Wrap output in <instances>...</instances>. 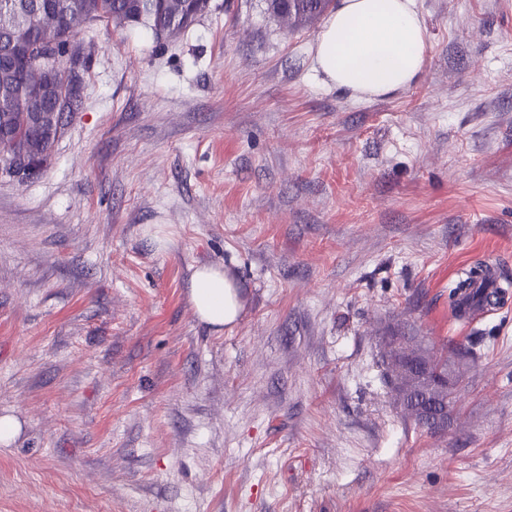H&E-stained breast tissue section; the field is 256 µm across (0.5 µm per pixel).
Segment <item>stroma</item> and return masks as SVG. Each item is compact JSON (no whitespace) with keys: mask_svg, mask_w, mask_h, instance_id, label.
Returning <instances> with one entry per match:
<instances>
[{"mask_svg":"<svg viewBox=\"0 0 512 512\" xmlns=\"http://www.w3.org/2000/svg\"><path fill=\"white\" fill-rule=\"evenodd\" d=\"M426 66L354 99L322 21L211 0L173 37L91 23L46 171L0 178V512H512V0H417ZM242 287L215 332L196 267ZM486 344L448 426L394 403L391 329ZM497 276V272L484 262L477 261L466 269L458 279L455 286L449 292L448 306L454 314L466 313V309L483 308L491 305L490 295L487 293L475 294L471 292L472 285L480 280H486L490 276Z\"/></svg>","mask_w":512,"mask_h":512,"instance_id":"35a3bbf8","label":"stroma"}]
</instances>
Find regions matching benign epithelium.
Returning <instances> with one entry per match:
<instances>
[{"label":"benign epithelium","instance_id":"7a95c632","mask_svg":"<svg viewBox=\"0 0 512 512\" xmlns=\"http://www.w3.org/2000/svg\"><path fill=\"white\" fill-rule=\"evenodd\" d=\"M87 23L89 17L77 10L64 18L56 12L44 11L34 27L23 25L17 28L14 46L18 54L27 56L29 52L35 51L38 55L37 61L24 69L20 79L21 87L30 99L49 102L53 109H40L31 113L33 132L27 142L7 155V163L0 164L1 177L21 181L16 163L41 160L45 139L60 135L67 114L76 108L77 102L66 97V87L78 86L80 71L71 66L67 57L59 56L56 46L63 39L68 40V45H73L76 31ZM383 343L385 351L395 356L391 375L400 390L398 405L413 419L426 421L424 408L409 400L406 394L413 388L429 394L454 387L457 383L455 374L448 372V379L443 382L432 378L428 374L432 359L413 336L393 330L383 337Z\"/></svg>","mask_w":512,"mask_h":512}]
</instances>
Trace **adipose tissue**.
<instances>
[{
	"mask_svg": "<svg viewBox=\"0 0 512 512\" xmlns=\"http://www.w3.org/2000/svg\"><path fill=\"white\" fill-rule=\"evenodd\" d=\"M425 44L416 0H338L316 38V70L352 98L386 97L419 80ZM189 300L196 317L218 330L243 311L234 280L216 267L194 270Z\"/></svg>",
	"mask_w": 512,
	"mask_h": 512,
	"instance_id": "1",
	"label": "adipose tissue"
}]
</instances>
